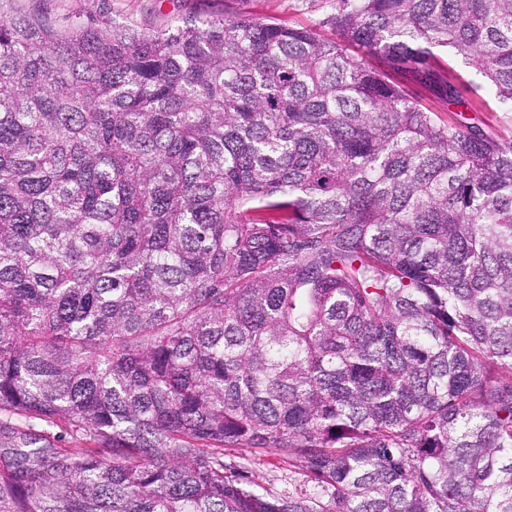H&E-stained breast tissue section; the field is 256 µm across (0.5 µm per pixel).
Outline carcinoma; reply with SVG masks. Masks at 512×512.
I'll return each instance as SVG.
<instances>
[{"instance_id":"1","label":"carcinoma","mask_w":512,"mask_h":512,"mask_svg":"<svg viewBox=\"0 0 512 512\" xmlns=\"http://www.w3.org/2000/svg\"><path fill=\"white\" fill-rule=\"evenodd\" d=\"M334 2L0 15V512H512V0ZM334 0H0V15L44 11L52 18L106 15L143 33L166 28L188 16L225 18L244 14L290 26H315L333 12ZM442 63H447L453 73L464 81V97L472 104L470 111L463 112L468 120L505 138L512 137V103L499 102L494 89L465 61L451 52H437ZM249 458V468L255 480L267 485L268 481L276 491L288 490V470L282 468L279 458L272 453L252 455L246 450L241 451Z\"/></svg>"}]
</instances>
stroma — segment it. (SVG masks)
I'll list each match as a JSON object with an SVG mask.
<instances>
[{
	"label": "stroma",
	"instance_id": "stroma-1",
	"mask_svg": "<svg viewBox=\"0 0 512 512\" xmlns=\"http://www.w3.org/2000/svg\"><path fill=\"white\" fill-rule=\"evenodd\" d=\"M334 8L333 0H0V15L44 11L56 19L78 15L92 20L105 15L116 23L150 33L188 16L225 18L244 14L275 19L290 26L321 25ZM465 82L463 95L472 105L469 121L505 138L512 137V103L499 102L494 89L465 61L440 53Z\"/></svg>",
	"mask_w": 512,
	"mask_h": 512
}]
</instances>
